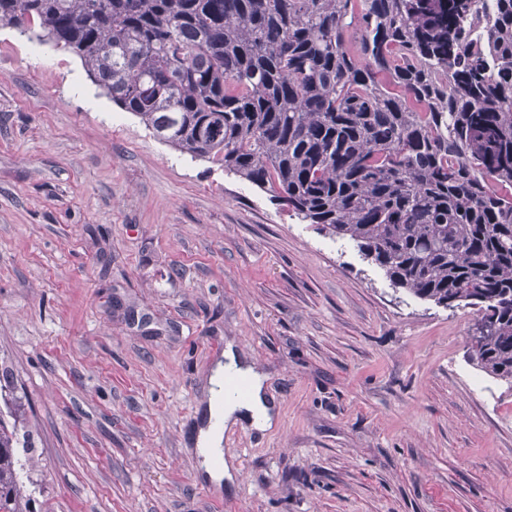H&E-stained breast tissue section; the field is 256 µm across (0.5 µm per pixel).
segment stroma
Listing matches in <instances>:
<instances>
[{
	"instance_id": "obj_1",
	"label": "stroma",
	"mask_w": 512,
	"mask_h": 512,
	"mask_svg": "<svg viewBox=\"0 0 512 512\" xmlns=\"http://www.w3.org/2000/svg\"><path fill=\"white\" fill-rule=\"evenodd\" d=\"M474 319L0 22V409L33 512H512V384L471 361ZM229 342L278 423L225 434L219 486L194 439Z\"/></svg>"
}]
</instances>
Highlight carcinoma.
I'll return each mask as SVG.
<instances>
[{
    "label": "carcinoma",
    "instance_id": "1",
    "mask_svg": "<svg viewBox=\"0 0 512 512\" xmlns=\"http://www.w3.org/2000/svg\"><path fill=\"white\" fill-rule=\"evenodd\" d=\"M0 0L121 110L346 237L394 286L478 308L512 383V0ZM0 412V512H30Z\"/></svg>",
    "mask_w": 512,
    "mask_h": 512
}]
</instances>
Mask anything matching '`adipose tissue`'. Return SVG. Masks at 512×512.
<instances>
[{"mask_svg":"<svg viewBox=\"0 0 512 512\" xmlns=\"http://www.w3.org/2000/svg\"><path fill=\"white\" fill-rule=\"evenodd\" d=\"M232 378L247 384L248 394L245 398L225 395L224 385ZM210 383L209 424L199 430L196 446L208 477L216 482L224 479L231 481L235 478V468L232 461L223 456L225 433L239 428L266 432L276 424L278 412L273 398L267 394L265 375L242 360L233 346H226L224 359L215 364Z\"/></svg>","mask_w":512,"mask_h":512,"instance_id":"ef3b65f1","label":"adipose tissue"}]
</instances>
